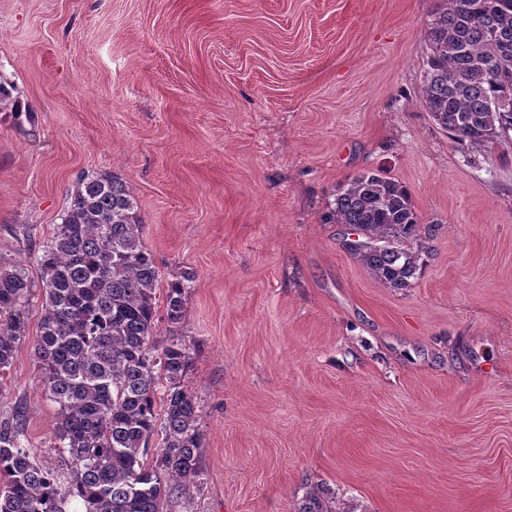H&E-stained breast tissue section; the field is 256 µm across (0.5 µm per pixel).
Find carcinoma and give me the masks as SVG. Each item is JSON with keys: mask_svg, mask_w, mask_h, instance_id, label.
I'll use <instances>...</instances> for the list:
<instances>
[{"mask_svg": "<svg viewBox=\"0 0 512 512\" xmlns=\"http://www.w3.org/2000/svg\"><path fill=\"white\" fill-rule=\"evenodd\" d=\"M423 106L463 149L512 135V0H441L425 31ZM331 220L344 243L388 288L410 287L436 225L423 224L408 192L379 173L352 178ZM143 221L127 184L82 174L38 260L42 316L34 346L43 389L57 405L50 469L21 441L20 417L0 420V512H173L201 475L200 406L184 379L189 345L158 347L161 279L142 240ZM185 276L168 282L164 319L185 315ZM34 290L23 269L0 270V373L25 336L20 313ZM163 410L157 411V402ZM163 447L150 458L152 441Z\"/></svg>", "mask_w": 512, "mask_h": 512, "instance_id": "1", "label": "carcinoma"}]
</instances>
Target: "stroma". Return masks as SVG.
<instances>
[{
	"mask_svg": "<svg viewBox=\"0 0 512 512\" xmlns=\"http://www.w3.org/2000/svg\"><path fill=\"white\" fill-rule=\"evenodd\" d=\"M437 0H0V268L37 259L84 172L133 189L201 407L175 512H512V140L461 150L422 104ZM399 182L433 249L388 288L331 223L353 177ZM0 419L48 466L34 341ZM183 279L176 278L168 282L166 291V305L164 309V319L168 325H177L181 323L185 315L186 290L189 288L185 281H192L189 275L183 276Z\"/></svg>",
	"mask_w": 512,
	"mask_h": 512,
	"instance_id": "stroma-1",
	"label": "stroma"
}]
</instances>
